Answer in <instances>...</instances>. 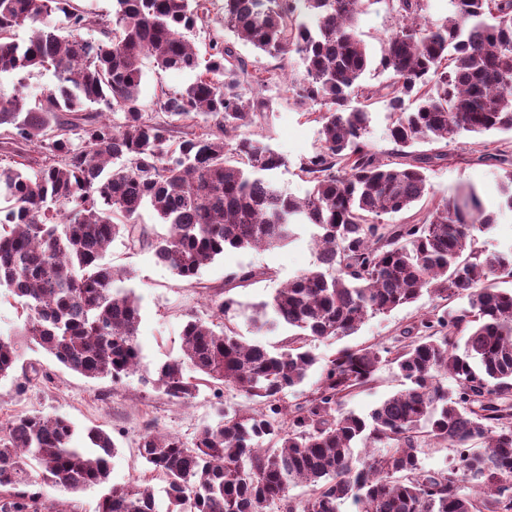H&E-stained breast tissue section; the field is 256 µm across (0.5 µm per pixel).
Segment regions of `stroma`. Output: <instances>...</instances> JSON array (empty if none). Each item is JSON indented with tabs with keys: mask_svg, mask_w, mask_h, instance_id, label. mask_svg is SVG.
Masks as SVG:
<instances>
[{
	"mask_svg": "<svg viewBox=\"0 0 512 512\" xmlns=\"http://www.w3.org/2000/svg\"><path fill=\"white\" fill-rule=\"evenodd\" d=\"M394 25L388 0H368L360 17V29L371 57H379L381 40ZM235 48L250 68L276 72V82L267 92L270 99L267 114L257 124L242 128L241 133L262 140L285 158V166L277 170L274 179L288 194L304 197L310 184L300 166L320 148L321 125L307 109L295 105L288 89L291 69H278L275 59L250 45L239 42ZM142 70L141 102L149 113L156 112L161 90L182 88L194 78L189 71L162 70L150 57L144 58ZM416 151L435 159L427 175L436 198L472 185L481 192L487 210L496 213L498 222L494 228L478 236L479 248L493 251L512 246V210L505 207L500 191L501 177L512 172V132L467 133L446 145H417ZM311 234V227L302 226L297 230L296 239L286 246L230 250L202 269L203 286L235 300L236 305L228 313L226 322L234 327L241 339L269 349L287 342L286 328L259 333L253 328L251 317L255 305L270 300L277 288L314 267L316 251ZM105 261L115 272L131 269L136 273L130 285L141 304L138 372L117 382L108 378L89 379L65 368L38 345L23 342L13 376L0 379V423L30 414L62 416L75 427L72 445L76 448L86 447L88 428L106 430L113 434L118 444V451L111 460V482L122 485L142 478L145 473L137 443L146 427L178 436L189 443L204 423L213 421V395L208 387H201L194 399L183 403L168 399L144 382L145 376L154 374L163 362L180 356L181 333L188 316L205 319L209 317L210 309L208 297L201 288L187 286L169 267L157 262L149 250L133 251L117 240ZM242 268L258 270L259 278L246 283L229 281V274ZM432 306L431 298L422 296L419 301L390 313L368 317L353 335L315 340L311 348L321 364L342 348L396 346L402 330L417 323ZM320 364L309 371L303 384L289 389L288 403L301 402L308 395L320 377ZM33 367L39 369V378L26 380V373ZM400 388L396 369L383 365L375 381L349 396L344 407L361 414L368 413ZM20 489L29 494L40 493L44 505H68L71 512H97L98 501L104 493L100 487L70 493L31 481L21 484Z\"/></svg>",
	"mask_w": 512,
	"mask_h": 512,
	"instance_id": "35a3bbf8",
	"label": "stroma"
}]
</instances>
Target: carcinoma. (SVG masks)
Returning a JSON list of instances; mask_svg holds the SVG:
<instances>
[{"label": "carcinoma", "instance_id": "cac0c4a2", "mask_svg": "<svg viewBox=\"0 0 512 512\" xmlns=\"http://www.w3.org/2000/svg\"><path fill=\"white\" fill-rule=\"evenodd\" d=\"M364 2L224 0V30L282 63L297 55L295 104L319 106L322 144L301 166L311 187L297 198L272 178L285 159L237 137L268 112L274 74L249 69L225 40L201 57L189 38L211 0H113L110 22L75 0H0V72L58 79L34 104L23 92L0 97L3 149L33 143L49 156L39 168L20 153L0 166V287L26 313L22 335L60 364L114 381L139 367V298L114 287L132 275L103 263L114 240L148 248L197 288L228 249L283 246L299 226L316 229V266L252 317L259 332L288 328L287 345L247 343L227 324L215 331L233 306L216 291L211 319L186 321L182 355L144 379L182 402L213 385L215 420L191 444L151 427L138 441L147 472L166 484V512H342L347 501L352 512H512V290L496 286L512 280V247H476L495 218L472 188L392 222L432 194L430 158L411 148L512 131V0H449L439 23L426 20L424 0H389L396 24L376 60L358 27ZM23 26L31 35L19 42ZM93 26L101 38H83ZM145 56L195 73L158 97L163 123L140 102ZM373 64L388 79L364 86ZM351 90L396 116L389 137L404 161L371 147L368 113L346 106ZM145 209L167 234L147 235ZM425 292L436 304L403 331L406 342L340 350L307 399L288 405L286 391L317 363L308 338L350 336ZM18 358V341L0 335V379ZM386 362L403 389L367 417L344 410ZM227 388L252 407L224 408ZM73 434L62 416L0 424V512H41L39 496L15 491L33 464L73 492L106 487L98 512H159L146 481L110 483L113 436L92 427L90 446L74 448ZM430 443L453 449L454 465L424 469ZM298 484L303 500L288 495Z\"/></svg>", "mask_w": 512, "mask_h": 512}]
</instances>
